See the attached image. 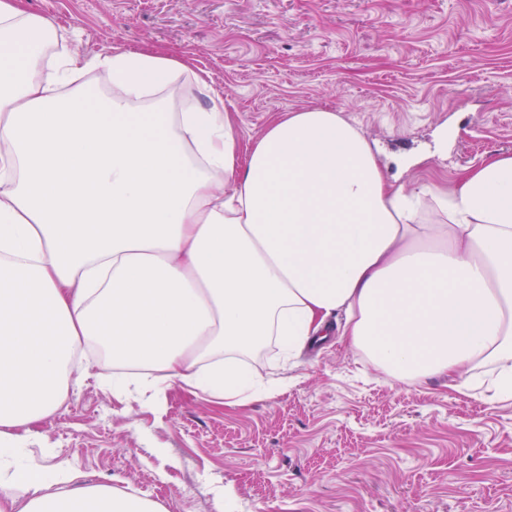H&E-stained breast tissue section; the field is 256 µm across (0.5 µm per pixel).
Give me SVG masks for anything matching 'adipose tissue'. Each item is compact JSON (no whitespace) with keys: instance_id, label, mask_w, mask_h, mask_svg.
I'll return each mask as SVG.
<instances>
[{"instance_id":"obj_1","label":"adipose tissue","mask_w":512,"mask_h":512,"mask_svg":"<svg viewBox=\"0 0 512 512\" xmlns=\"http://www.w3.org/2000/svg\"><path fill=\"white\" fill-rule=\"evenodd\" d=\"M66 36L0 0V512H163L78 484L35 425L91 377L152 409L175 384L242 403L246 356L339 314L390 378L512 396V154L408 189L317 108L245 147L223 105L174 111L207 84L187 60L49 55Z\"/></svg>"}]
</instances>
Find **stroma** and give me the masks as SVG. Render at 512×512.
Returning <instances> with one entry per match:
<instances>
[{"instance_id": "stroma-1", "label": "stroma", "mask_w": 512, "mask_h": 512, "mask_svg": "<svg viewBox=\"0 0 512 512\" xmlns=\"http://www.w3.org/2000/svg\"><path fill=\"white\" fill-rule=\"evenodd\" d=\"M77 30L66 49L163 47L193 60L241 144L320 107L353 122L386 174L444 186L512 153V0H25ZM251 370L283 380L227 407L179 386L162 409L70 389L40 426L82 483L122 480L166 512H512V399L447 377L396 381L342 336Z\"/></svg>"}]
</instances>
